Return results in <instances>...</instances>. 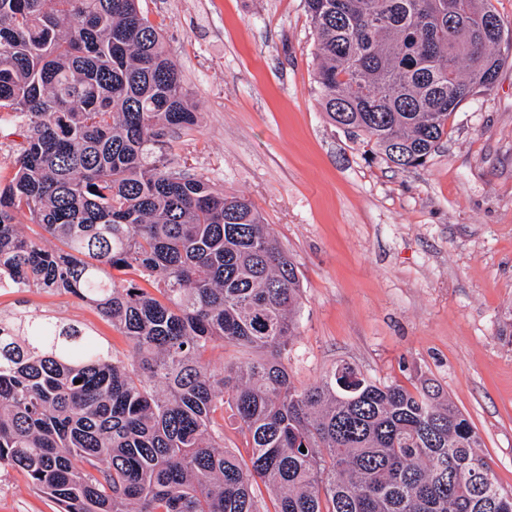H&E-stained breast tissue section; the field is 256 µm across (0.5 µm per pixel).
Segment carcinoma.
I'll return each instance as SVG.
<instances>
[{
    "label": "carcinoma",
    "mask_w": 512,
    "mask_h": 512,
    "mask_svg": "<svg viewBox=\"0 0 512 512\" xmlns=\"http://www.w3.org/2000/svg\"><path fill=\"white\" fill-rule=\"evenodd\" d=\"M139 2L0 0V125L25 129L0 280L77 298L130 343L0 317V470L60 512H269L261 484L274 512H512L439 395L349 363L292 385L296 266L249 196L171 166L167 135L198 112ZM304 3L320 107L400 169L426 163L512 40L491 0ZM218 342L256 357L212 369ZM226 406L246 458L224 447Z\"/></svg>",
    "instance_id": "cac0c4a2"
}]
</instances>
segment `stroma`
Returning <instances> with one entry per match:
<instances>
[{
  "label": "stroma",
  "instance_id": "35a3bbf8",
  "mask_svg": "<svg viewBox=\"0 0 512 512\" xmlns=\"http://www.w3.org/2000/svg\"><path fill=\"white\" fill-rule=\"evenodd\" d=\"M196 102L167 153L248 195L294 260L303 306L283 361L297 388L346 362L438 391L482 438L512 491V58L461 104L424 166L400 170L319 106L304 0H141ZM87 324L126 338L87 304L38 288L0 314ZM0 512H58L19 470H0Z\"/></svg>",
  "mask_w": 512,
  "mask_h": 512
}]
</instances>
